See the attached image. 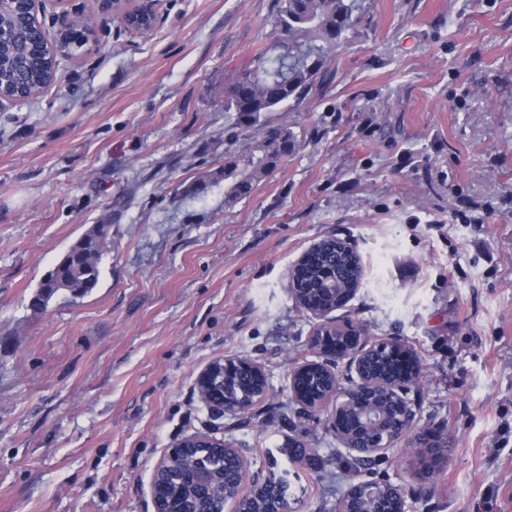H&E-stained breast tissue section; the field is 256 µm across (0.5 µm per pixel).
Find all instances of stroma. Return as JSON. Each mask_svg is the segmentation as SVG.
<instances>
[{
	"instance_id": "stroma-1",
	"label": "stroma",
	"mask_w": 512,
	"mask_h": 512,
	"mask_svg": "<svg viewBox=\"0 0 512 512\" xmlns=\"http://www.w3.org/2000/svg\"><path fill=\"white\" fill-rule=\"evenodd\" d=\"M360 3L334 78L273 115L296 151L230 207L223 181L183 190L261 139H228L224 81L286 42L281 0H157L149 34L98 26L60 81L0 110V512H154L156 464L196 434L256 476L294 468L293 512H333L343 445L290 389L320 320L288 288L328 236L365 266L334 320L401 340L416 425L448 442L409 512H512V0ZM104 218L97 288L31 310ZM225 356L264 369L262 410L202 402L196 378ZM360 477L419 484L400 446Z\"/></svg>"
}]
</instances>
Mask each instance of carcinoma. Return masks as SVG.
<instances>
[{
	"mask_svg": "<svg viewBox=\"0 0 512 512\" xmlns=\"http://www.w3.org/2000/svg\"><path fill=\"white\" fill-rule=\"evenodd\" d=\"M354 0H282L278 25L288 33V51L271 55L263 51L252 60V66L239 72L224 93V111L236 113L235 127L248 129L258 125L269 129V114L283 112L288 103L300 104L317 79L325 78L339 49L348 40L354 26ZM0 26L12 30L13 37L0 43V91L35 96L57 80L48 56L50 50L75 55L78 48L54 35L49 45H37L28 24L13 15H0ZM276 136H265L254 146L233 154L224 161V203L230 204L249 196L259 179L298 146L288 127L275 126ZM110 225L95 224L74 243L46 273L48 283L39 285L30 307L44 311L61 290L74 298L89 295L100 279L99 261L107 243ZM363 276L361 258L356 249L341 239L327 238L306 252L292 274L296 282L293 297L296 305L316 313L343 307L359 288ZM363 371L369 381L391 379L403 381L397 365V353L375 351L365 360ZM227 382L231 389L228 406L246 402L254 407L261 395L257 379L249 373L226 368L214 376L216 389ZM343 426L349 442L366 445L389 434L394 443L400 439L398 409L395 400L378 386L368 388L351 402L344 412ZM428 439L418 432L409 439L411 465L426 482L422 469L429 448ZM203 477L201 483L181 486L184 507L190 512H224L230 494L241 496L240 512H290L285 476L268 479V485H279L281 497H270L267 485L253 483L248 492L241 489V461L231 448H188L167 460L155 477L153 492L167 504L176 486V478L185 472ZM371 486L385 499L389 512H394L403 497L401 488L388 481L367 480L354 494H347L350 512H367L371 502L364 495Z\"/></svg>",
	"mask_w": 512,
	"mask_h": 512,
	"instance_id": "obj_1",
	"label": "carcinoma"
}]
</instances>
